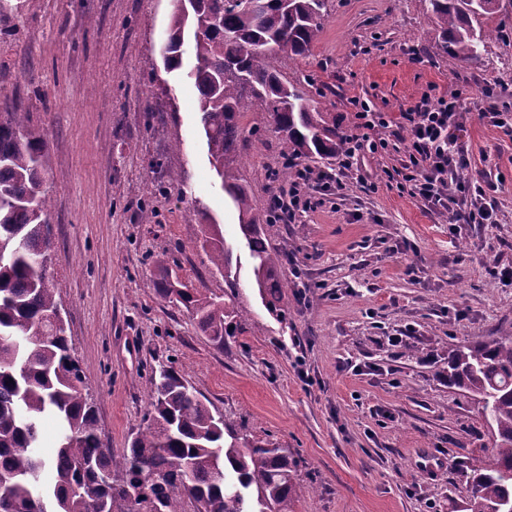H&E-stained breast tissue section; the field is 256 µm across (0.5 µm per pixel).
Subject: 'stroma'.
Returning <instances> with one entry per match:
<instances>
[{"label": "stroma", "instance_id": "stroma-1", "mask_svg": "<svg viewBox=\"0 0 512 512\" xmlns=\"http://www.w3.org/2000/svg\"><path fill=\"white\" fill-rule=\"evenodd\" d=\"M11 7L0 20V107L28 112L49 154L47 275L103 443L117 455L129 447L152 372L172 366L248 439L295 453L296 512H462L466 468L493 437L449 386L448 354L512 336V284L496 275L512 266V137L480 117L512 106V0H500L487 21L493 38L467 63L440 50L426 0H329L309 55L281 63L346 134L354 99L396 119L423 96L461 90L467 177L490 181L496 206L493 223L456 224L387 187V170L410 150L401 137L368 158L377 191L350 178L294 223L267 225L288 256L282 321L252 286L238 211L209 160L186 76L194 56L170 70L159 53L172 0ZM242 124L241 176L263 214L285 153L263 114ZM210 224L241 259L236 304L249 317L221 347L154 287L153 257L165 252L194 287L223 294L200 247Z\"/></svg>", "mask_w": 512, "mask_h": 512}]
</instances>
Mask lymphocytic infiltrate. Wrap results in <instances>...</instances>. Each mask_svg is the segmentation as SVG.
Masks as SVG:
<instances>
[{
	"label": "lymphocytic infiltrate",
	"instance_id": "1",
	"mask_svg": "<svg viewBox=\"0 0 512 512\" xmlns=\"http://www.w3.org/2000/svg\"><path fill=\"white\" fill-rule=\"evenodd\" d=\"M458 96L423 99L414 111L401 115L400 122L372 111L368 103H361L357 114L361 130L347 136L345 149L336 157L334 171L327 172L311 166L300 167L297 176L278 186L268 203V214L273 223L282 224L294 220L297 214L314 207L312 191L322 189L344 190V177L357 172L362 183L370 190H377L366 168V156L377 149L387 148L388 139H372L371 130L390 127L405 131L410 139L408 158L400 169L390 173L389 180L400 193H405L424 204L443 210L474 201L468 213L471 223L481 224L491 220L493 211L481 206L485 190L480 182L458 181L459 171L469 166L467 149L453 137L452 128L460 124Z\"/></svg>",
	"mask_w": 512,
	"mask_h": 512
}]
</instances>
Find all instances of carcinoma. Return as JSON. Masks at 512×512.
Instances as JSON below:
<instances>
[{"label": "carcinoma", "mask_w": 512, "mask_h": 512, "mask_svg": "<svg viewBox=\"0 0 512 512\" xmlns=\"http://www.w3.org/2000/svg\"><path fill=\"white\" fill-rule=\"evenodd\" d=\"M167 30V68L182 65L192 40L196 64L187 73L199 93L207 148L224 191L239 212V242L247 249L266 310L285 315L283 254L258 223L247 183L239 176L241 117L262 112L280 135L288 159H330L345 148L336 115L286 79L282 59L309 53L327 0H180ZM441 50L457 62L478 57L484 19L500 0H428ZM49 167L43 138L28 129V113L0 112V512H295L299 462L272 443L250 442L244 426L213 410L174 368L149 379L146 426L117 456L99 433L85 377L74 357L56 288L38 264L48 236ZM224 277L223 299L185 285L159 253L157 294L182 305L218 346L248 321L234 303L239 273L217 224L202 245ZM448 383L467 392L494 437L482 464L468 466L470 499L512 500V336L464 346L448 356ZM61 433L50 459L40 454L41 421ZM50 469L53 480L41 484Z\"/></svg>", "instance_id": "carcinoma-1"}]
</instances>
